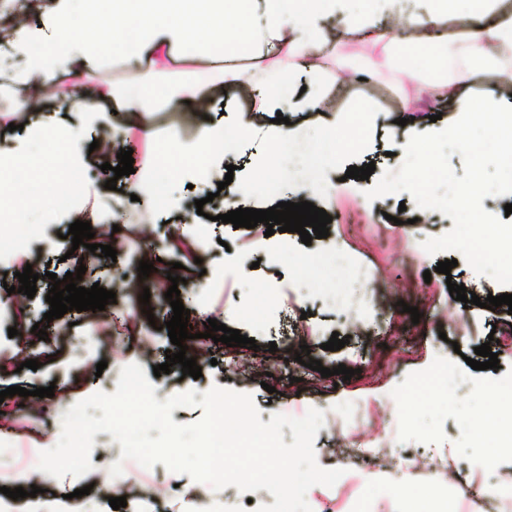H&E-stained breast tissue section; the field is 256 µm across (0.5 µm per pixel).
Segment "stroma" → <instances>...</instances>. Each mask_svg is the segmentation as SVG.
Masks as SVG:
<instances>
[{"label": "stroma", "mask_w": 512, "mask_h": 512, "mask_svg": "<svg viewBox=\"0 0 512 512\" xmlns=\"http://www.w3.org/2000/svg\"><path fill=\"white\" fill-rule=\"evenodd\" d=\"M338 42L325 69L331 82L332 108L350 110L357 104L373 105L362 126L367 143L362 147L332 148L320 144L321 153L335 152L324 187L298 191L288 179L286 165L292 156L275 144L265 131L278 113L290 122L315 127L328 113L310 116L289 111L287 102L257 114L251 137L241 139L228 154L209 163L208 180L179 177L167 181L169 202L155 204L150 197L131 200L121 192L105 189L108 173L100 169L98 154L85 155L77 176L95 194L96 205L72 197L34 207L33 222L24 233L8 228L11 243L0 246V282L29 263L39 278L34 297L12 293L13 303L23 304L22 316L0 313V391L20 386L28 391L22 409L7 422L0 421V445L11 451L13 468L0 473L1 487L34 485L40 492L18 500L0 492V512H84L94 499L99 512H180L198 482L169 471L163 464L145 468L128 460L123 474L112 478L105 460H121L111 448L112 437L95 435L91 453L93 469L81 478H53L38 471L41 451L53 447L61 434V418L68 409L97 391L114 392L121 369L138 363L152 375L165 363L171 346L164 321L173 312L165 299L164 282L170 263L200 262L204 273L180 285V299L194 321L218 320L228 328L255 339L256 349L229 347L220 342L188 340V353L202 369L198 378L183 376L180 365L171 373L154 377L155 396L194 389L205 392L221 386L250 394L262 421L282 413L303 417L308 410H323L326 418L353 422L357 410L386 409L392 420L385 436L392 462L379 465L363 449L338 447L336 435L322 427L314 442L316 459L325 468L342 469V477L329 488L313 486L306 494L312 512H512V497L489 499L465 495L462 485L474 475L485 481L512 486V447L498 436L496 424L485 417L503 385L512 383V311L507 306L488 310L463 305L450 295L449 283L465 285L479 298L512 294V279L501 277L491 266L475 264L469 253L452 245L454 214L427 210L418 195L403 189L405 171L398 154L405 134L396 118L400 107L399 82L403 69L384 65L371 69L350 63L347 45L354 41L342 24H335ZM58 90L39 99L20 119L21 129L0 125V150L20 153L29 146V128L65 126L86 140L119 133L116 148H132L137 174L161 175L159 147L172 130L191 132L202 121L236 128L246 109L239 93L209 101L206 113L172 108L144 115L141 124L120 126L117 114L103 111L95 117L79 112L64 95L71 78L61 75ZM435 153L447 158L454 183L479 179L484 200L498 216L484 230L485 247L496 252L500 238L512 231L506 215L505 195L497 188V174L477 171L473 154L438 141ZM374 163L375 171L361 181L347 177L351 166ZM234 172H227V165ZM229 193L242 196L247 207L267 209L281 202L304 200L325 210L332 218L329 235L302 243L295 232L253 235L250 229L219 222L224 199L219 182ZM454 183L428 179L426 188L435 197L450 194ZM215 198L204 214L194 205L203 193ZM404 224H394L395 216ZM90 222L94 243L114 247L115 258L89 254L90 271L82 287L112 290L115 303L101 311L69 312L53 320L47 339L33 333L50 309L45 297L52 276L75 271L76 258L66 234L70 224ZM157 261L147 279L137 267L144 257ZM456 260L450 274L437 272L440 261ZM376 273L372 283L374 303L361 316L359 327H349L343 308L333 298L343 296L356 267ZM150 292L151 314H144L139 297ZM421 318L412 322L410 308ZM17 336H9V328ZM310 334L312 359L323 368L345 365L353 369L350 380L322 377L295 359L300 349L299 331ZM346 338L337 351L324 347L332 333ZM490 343L499 366L475 370L468 363L474 349ZM29 359L40 366L26 368ZM104 370H97L98 362ZM467 387L455 392L456 380ZM53 386V397H36L39 387ZM435 456L460 471L462 484L445 481L441 468L425 469L419 462ZM89 488V498L74 497V490ZM125 497V507L112 509L110 498Z\"/></svg>", "instance_id": "stroma-1"}]
</instances>
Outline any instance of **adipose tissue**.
<instances>
[{"mask_svg":"<svg viewBox=\"0 0 512 512\" xmlns=\"http://www.w3.org/2000/svg\"><path fill=\"white\" fill-rule=\"evenodd\" d=\"M111 10H104V2ZM474 5L477 21L462 35L447 37L446 48L428 41L430 30L448 14V0H421L420 10H397V0H57L55 18L74 20L92 18L95 33L81 34L66 49L43 48L45 31L39 27L18 26L13 30V47L22 57L21 67L0 68V99L8 101L12 111L27 107V93L35 82L52 88L58 74L103 71L112 68L117 58H147L155 69L184 56L212 60L228 55L278 53L276 63L242 74L233 68L222 69L220 77L227 85H257L251 112H265L280 100H287L294 112H321L329 99L327 75L322 64L310 55L325 41L327 23L336 14L353 11L354 29H374L369 45L374 61L386 64L397 58H419L416 66L405 71L407 89L404 106L423 99H443L448 109L481 123L485 132L481 164L493 167L502 189L512 191V110L503 105V94L512 89V9L504 0H467ZM388 16L402 28L416 33V44L385 40L378 33L379 19ZM112 32L111 45H104L100 30ZM304 78L306 90L294 94L296 78ZM480 91L479 105L466 96L469 89ZM199 88L187 82L176 88L142 79L136 84L116 88H97L79 98L81 111H100L102 102L134 115L161 111L170 101L197 102ZM66 173L46 176L44 163L17 155L0 154V223L25 224L29 221L28 202L37 197L52 202L82 193L75 176L80 168L84 147L80 137L61 128ZM239 135L221 126L199 129L184 135L172 132L178 145L167 164L169 176L187 174L206 178L209 156L230 150ZM32 173V184L12 179L16 167ZM446 207L457 212L468 229L461 241L475 263L485 253L480 246L481 225L491 224L495 215L487 209L477 183L456 188Z\"/></svg>","mask_w":512,"mask_h":512,"instance_id":"adipose-tissue-1","label":"adipose tissue"}]
</instances>
